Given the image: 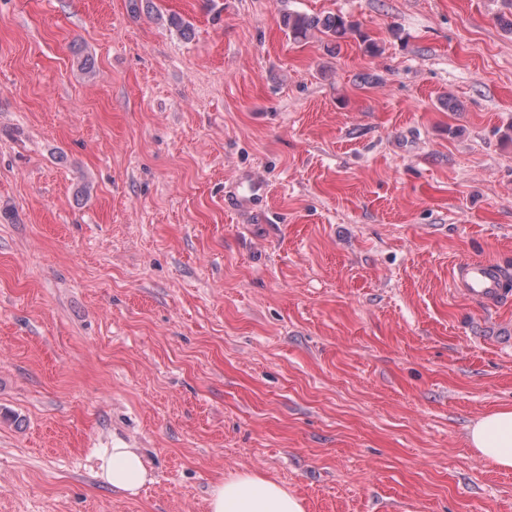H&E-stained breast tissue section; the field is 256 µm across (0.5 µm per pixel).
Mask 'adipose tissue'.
I'll return each instance as SVG.
<instances>
[{
  "label": "adipose tissue",
  "instance_id": "adipose-tissue-1",
  "mask_svg": "<svg viewBox=\"0 0 512 512\" xmlns=\"http://www.w3.org/2000/svg\"><path fill=\"white\" fill-rule=\"evenodd\" d=\"M468 442L478 456L498 468L512 469V407H503L477 419L468 430ZM97 477L114 490L137 493L151 480L137 449L124 443L95 454ZM210 512H304L300 499L280 484L251 472L236 473L215 484L209 496Z\"/></svg>",
  "mask_w": 512,
  "mask_h": 512
}]
</instances>
